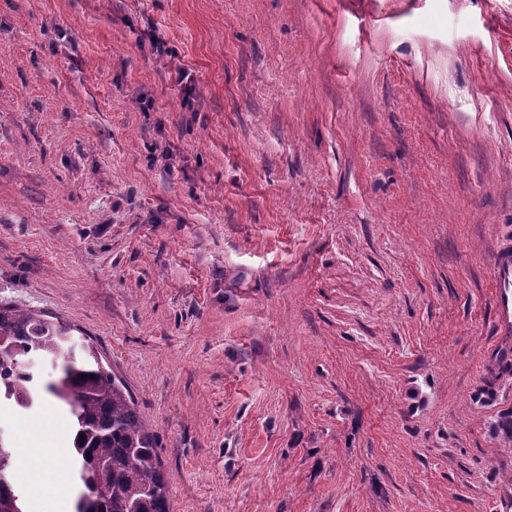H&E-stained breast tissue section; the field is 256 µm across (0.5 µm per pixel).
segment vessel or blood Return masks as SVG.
<instances>
[{
	"instance_id": "vessel-or-blood-1",
	"label": "vessel or blood",
	"mask_w": 512,
	"mask_h": 512,
	"mask_svg": "<svg viewBox=\"0 0 512 512\" xmlns=\"http://www.w3.org/2000/svg\"><path fill=\"white\" fill-rule=\"evenodd\" d=\"M493 305L497 340L488 350L489 361L512 358V243L498 247L493 260Z\"/></svg>"
}]
</instances>
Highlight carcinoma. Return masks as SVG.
I'll list each match as a JSON object with an SVG mask.
<instances>
[{
	"instance_id": "carcinoma-1",
	"label": "carcinoma",
	"mask_w": 512,
	"mask_h": 512,
	"mask_svg": "<svg viewBox=\"0 0 512 512\" xmlns=\"http://www.w3.org/2000/svg\"><path fill=\"white\" fill-rule=\"evenodd\" d=\"M33 355L60 362V375L31 391ZM45 394L62 401L72 417L70 456L80 486L74 512H171L157 440L93 345L77 352L71 326L41 311L0 308V400L19 407ZM0 512H26L15 451L1 432Z\"/></svg>"
}]
</instances>
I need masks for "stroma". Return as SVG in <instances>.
I'll use <instances>...</instances> for the list:
<instances>
[{
  "label": "stroma",
  "mask_w": 512,
  "mask_h": 512,
  "mask_svg": "<svg viewBox=\"0 0 512 512\" xmlns=\"http://www.w3.org/2000/svg\"><path fill=\"white\" fill-rule=\"evenodd\" d=\"M509 239L512 0H0V306L91 340L172 512H495ZM493 305L497 340L488 350L491 362L512 361V243L498 247L492 260Z\"/></svg>",
  "instance_id": "stroma-1"
}]
</instances>
